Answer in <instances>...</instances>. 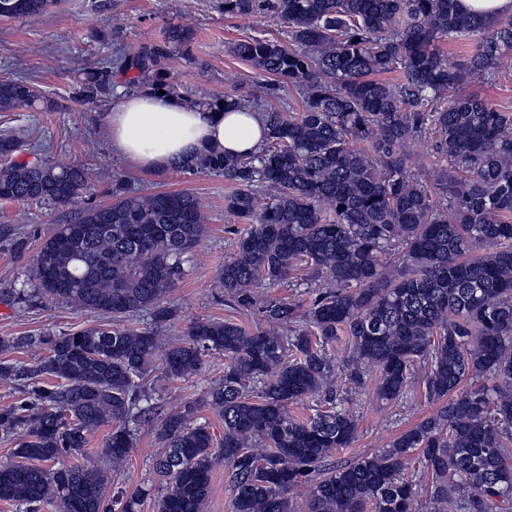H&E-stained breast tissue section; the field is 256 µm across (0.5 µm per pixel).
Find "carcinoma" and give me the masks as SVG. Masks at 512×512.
Listing matches in <instances>:
<instances>
[{
	"label": "carcinoma",
	"instance_id": "cac0c4a2",
	"mask_svg": "<svg viewBox=\"0 0 512 512\" xmlns=\"http://www.w3.org/2000/svg\"><path fill=\"white\" fill-rule=\"evenodd\" d=\"M55 0H0V19L32 18ZM224 15H269L288 44L240 40L231 52L275 84L299 92L298 112L267 107V141L249 157L207 152L174 168L222 176L234 189L225 210L247 221L216 275L225 303L258 312L278 330L230 320L193 322L167 341L158 330L178 310L165 298L207 232L189 192L143 194L112 179L113 201L81 206L92 188L84 165L21 159L22 141L0 136V200L68 208L38 243L29 288L15 305L65 302L110 319L71 333L1 337L0 353L44 350L32 363L0 359V380L24 398L0 408V435L15 461L0 466V500L17 512L59 503L67 512H110L108 473L86 455L88 435L111 426L101 454L118 472L134 447L131 425L164 378L198 373L224 354V379L201 402L167 414L152 469L167 488L157 512H204L218 456L232 491L231 512H297L292 491L308 486L304 512H416L418 492L403 477L413 460L428 475L436 512H512V113L465 84L512 72V17L488 21L457 0H222ZM473 38L463 60L441 43ZM192 32L178 25L163 41L119 60L148 94L183 98L171 80ZM397 72L395 81L385 78ZM112 93L106 70H91L77 96ZM216 111L239 105L201 89L187 99ZM51 104L31 85L0 76V112ZM433 134L430 157L442 178L416 177L421 160L403 151ZM0 244L16 256L31 237L0 225ZM303 270L314 284L308 304L260 295ZM147 313L149 326L125 321ZM342 343V366L328 353ZM376 376V394L397 402L420 383L439 404L378 454L336 469L333 451L357 437V421L332 388ZM319 398L300 418L290 405ZM203 408L224 420V437L198 421ZM146 491L113 500L139 512Z\"/></svg>",
	"mask_w": 512,
	"mask_h": 512
}]
</instances>
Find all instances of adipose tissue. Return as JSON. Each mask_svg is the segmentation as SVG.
Instances as JSON below:
<instances>
[{"instance_id":"ef3b65f1","label":"adipose tissue","mask_w":512,"mask_h":512,"mask_svg":"<svg viewBox=\"0 0 512 512\" xmlns=\"http://www.w3.org/2000/svg\"><path fill=\"white\" fill-rule=\"evenodd\" d=\"M104 122L114 151L131 166L154 173L213 149L251 155L266 141L264 119L252 108L207 111L159 94L121 95Z\"/></svg>"}]
</instances>
